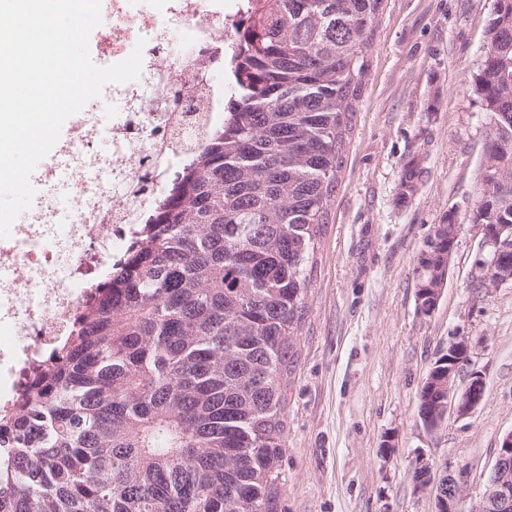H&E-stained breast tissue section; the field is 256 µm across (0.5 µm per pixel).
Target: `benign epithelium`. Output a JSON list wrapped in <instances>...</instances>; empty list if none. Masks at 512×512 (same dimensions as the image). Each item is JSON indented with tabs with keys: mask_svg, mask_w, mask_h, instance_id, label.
Segmentation results:
<instances>
[{
	"mask_svg": "<svg viewBox=\"0 0 512 512\" xmlns=\"http://www.w3.org/2000/svg\"><path fill=\"white\" fill-rule=\"evenodd\" d=\"M479 228L482 233V250L476 265L481 272L488 271L492 274V278L484 279V283L492 287L511 284L512 267L502 263L501 256L512 252V224H496L491 230L487 225L481 224ZM454 249L455 246H450L448 256L444 257L439 266L433 267L432 278L437 280V288L433 289L436 301L444 288ZM471 362V345L464 336L450 343L447 352L434 362L425 383L434 386L439 392L440 400L435 419L427 425L428 429H436L450 413L458 418H465L481 406L484 390L483 379L478 372H471L467 383L458 384L461 372ZM461 498L460 479L451 473L446 474L438 494L434 496L435 512H459ZM472 512H512V430L503 434L499 440L495 464Z\"/></svg>",
	"mask_w": 512,
	"mask_h": 512,
	"instance_id": "1",
	"label": "benign epithelium"
}]
</instances>
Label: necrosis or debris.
<instances>
[{
	"label": "necrosis or debris",
	"mask_w": 512,
	"mask_h": 512,
	"mask_svg": "<svg viewBox=\"0 0 512 512\" xmlns=\"http://www.w3.org/2000/svg\"><path fill=\"white\" fill-rule=\"evenodd\" d=\"M138 2L102 0L112 30L93 45L104 67L143 44L139 78L107 85L65 121L31 176V207L0 238V416L70 335L188 149L224 124L218 73L248 0H152L149 10Z\"/></svg>",
	"instance_id": "necrosis-or-debris-1"
}]
</instances>
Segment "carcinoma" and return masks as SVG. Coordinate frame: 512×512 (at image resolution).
I'll list each match as a JSON object with an SVG mask.
<instances>
[{"label": "carcinoma", "mask_w": 512, "mask_h": 512, "mask_svg": "<svg viewBox=\"0 0 512 512\" xmlns=\"http://www.w3.org/2000/svg\"><path fill=\"white\" fill-rule=\"evenodd\" d=\"M386 0H254L224 127L191 155L20 412L0 512H277L294 338ZM474 91L512 181V0ZM475 224H512L481 184ZM433 234L420 266L448 252ZM438 392L420 390L418 417Z\"/></svg>", "instance_id": "1"}]
</instances>
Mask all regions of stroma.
Listing matches in <instances>:
<instances>
[{
	"label": "stroma",
	"instance_id": "stroma-1",
	"mask_svg": "<svg viewBox=\"0 0 512 512\" xmlns=\"http://www.w3.org/2000/svg\"><path fill=\"white\" fill-rule=\"evenodd\" d=\"M493 0H387L368 50L354 131L295 341L278 512H432L419 460L459 473L478 502L512 430V285L483 287L472 224L489 114L474 92ZM462 230L435 310L417 307V267L435 225ZM485 397L434 431L418 396L457 337Z\"/></svg>",
	"mask_w": 512,
	"mask_h": 512
}]
</instances>
